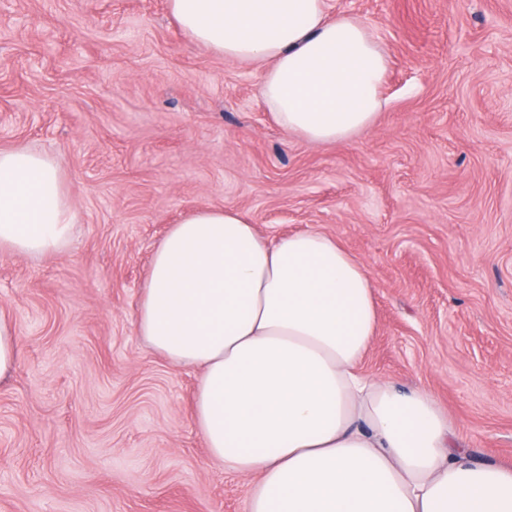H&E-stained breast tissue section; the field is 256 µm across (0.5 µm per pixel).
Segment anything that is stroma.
<instances>
[{"mask_svg": "<svg viewBox=\"0 0 512 512\" xmlns=\"http://www.w3.org/2000/svg\"><path fill=\"white\" fill-rule=\"evenodd\" d=\"M380 38L387 100L354 140L283 132L260 69L178 27L167 0H0V150L54 159L74 229L0 254L19 342L0 381V512H245L213 462L197 370L135 329L153 251L208 207L362 260L364 370L429 393L482 461L512 466V0H328Z\"/></svg>", "mask_w": 512, "mask_h": 512, "instance_id": "1", "label": "stroma"}]
</instances>
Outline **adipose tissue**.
<instances>
[{
  "label": "adipose tissue",
  "instance_id": "adipose-tissue-1",
  "mask_svg": "<svg viewBox=\"0 0 512 512\" xmlns=\"http://www.w3.org/2000/svg\"><path fill=\"white\" fill-rule=\"evenodd\" d=\"M195 42L263 64L287 134L351 140L383 107L388 55L326 0H168ZM74 215L56 163L0 151V253L57 252ZM135 326L198 369L194 420L211 458L253 477L247 512H512V468L476 461L431 395L366 373L377 304L366 265L314 230L271 241L232 208L171 225Z\"/></svg>",
  "mask_w": 512,
  "mask_h": 512
}]
</instances>
